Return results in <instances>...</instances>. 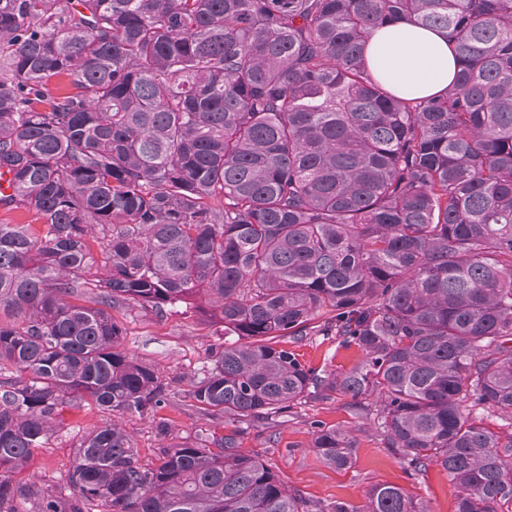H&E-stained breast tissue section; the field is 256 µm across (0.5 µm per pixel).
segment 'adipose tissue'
Here are the masks:
<instances>
[{
    "label": "adipose tissue",
    "instance_id": "obj_1",
    "mask_svg": "<svg viewBox=\"0 0 512 512\" xmlns=\"http://www.w3.org/2000/svg\"><path fill=\"white\" fill-rule=\"evenodd\" d=\"M365 63L390 92L405 99L433 97L446 90L455 75V59L438 32L399 23L372 32Z\"/></svg>",
    "mask_w": 512,
    "mask_h": 512
}]
</instances>
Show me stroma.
<instances>
[{
  "label": "stroma",
  "mask_w": 512,
  "mask_h": 512,
  "mask_svg": "<svg viewBox=\"0 0 512 512\" xmlns=\"http://www.w3.org/2000/svg\"><path fill=\"white\" fill-rule=\"evenodd\" d=\"M114 314L126 330L125 351L155 366L170 384L165 404L144 415L121 419L142 463L155 461L165 436L200 440L224 435L223 418L201 415L188 396L190 380L202 377L210 363V348L224 342L197 306L180 305L155 314L129 302ZM293 348L303 362L323 376L349 369L361 357L356 347L316 332L294 343ZM348 403L342 396L302 401L288 413L244 424L238 446L243 452L260 456L284 483L319 506L343 501L360 507L375 486L390 484L403 488L415 502L424 503L429 512H455L456 490L447 471L431 463L421 473L408 475L399 456L385 448L377 422L370 417H353ZM106 420V414L94 408L65 411L52 437L35 451L30 477L63 483L81 435ZM320 425L353 433L356 452L350 467L334 468L318 456L313 441Z\"/></svg>",
  "instance_id": "35a3bbf8"
}]
</instances>
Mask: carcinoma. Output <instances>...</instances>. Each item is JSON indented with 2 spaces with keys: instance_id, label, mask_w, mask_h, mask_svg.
Listing matches in <instances>:
<instances>
[{
  "instance_id": "1",
  "label": "carcinoma",
  "mask_w": 512,
  "mask_h": 512,
  "mask_svg": "<svg viewBox=\"0 0 512 512\" xmlns=\"http://www.w3.org/2000/svg\"><path fill=\"white\" fill-rule=\"evenodd\" d=\"M444 33L457 73L406 100L367 71L385 24ZM66 80L72 91L47 86ZM0 512H428L400 488L307 502L235 424L352 399L456 512H512V0H0ZM236 340L191 397L228 433L141 463L112 421L70 488L25 480L61 411L142 415L168 383L112 310L197 301ZM326 315L315 327L317 313ZM362 353L322 377L288 342ZM343 469L356 442L320 427Z\"/></svg>"
}]
</instances>
